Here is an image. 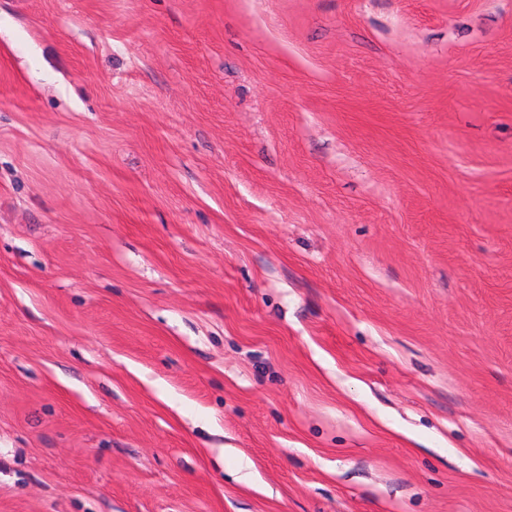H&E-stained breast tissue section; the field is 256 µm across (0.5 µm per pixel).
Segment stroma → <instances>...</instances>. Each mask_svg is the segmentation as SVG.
Instances as JSON below:
<instances>
[{
    "label": "stroma",
    "mask_w": 512,
    "mask_h": 512,
    "mask_svg": "<svg viewBox=\"0 0 512 512\" xmlns=\"http://www.w3.org/2000/svg\"><path fill=\"white\" fill-rule=\"evenodd\" d=\"M0 512H512V0H0Z\"/></svg>",
    "instance_id": "stroma-1"
}]
</instances>
